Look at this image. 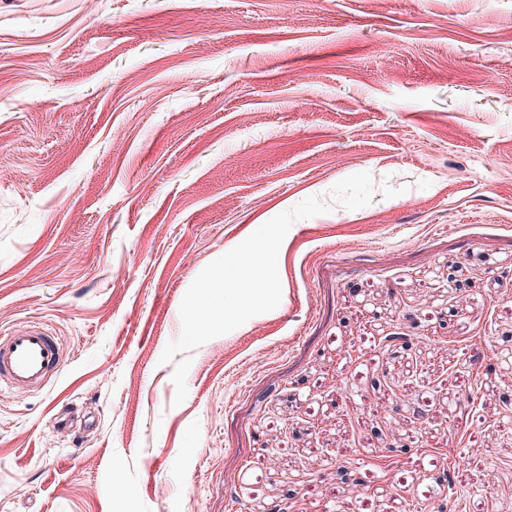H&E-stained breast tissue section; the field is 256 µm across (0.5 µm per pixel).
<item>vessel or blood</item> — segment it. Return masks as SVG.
<instances>
[{
  "label": "vessel or blood",
  "instance_id": "obj_1",
  "mask_svg": "<svg viewBox=\"0 0 512 512\" xmlns=\"http://www.w3.org/2000/svg\"><path fill=\"white\" fill-rule=\"evenodd\" d=\"M62 353L53 336L28 326L0 337V385L25 391L40 386L60 363Z\"/></svg>",
  "mask_w": 512,
  "mask_h": 512
}]
</instances>
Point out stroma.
I'll list each match as a JSON object with an SVG mask.
<instances>
[{
  "label": "stroma",
  "instance_id": "obj_1",
  "mask_svg": "<svg viewBox=\"0 0 512 512\" xmlns=\"http://www.w3.org/2000/svg\"><path fill=\"white\" fill-rule=\"evenodd\" d=\"M32 323L0 512H512V0H0ZM61 357L54 337L45 328L16 329L0 337V385L16 391L36 388Z\"/></svg>",
  "mask_w": 512,
  "mask_h": 512
}]
</instances>
